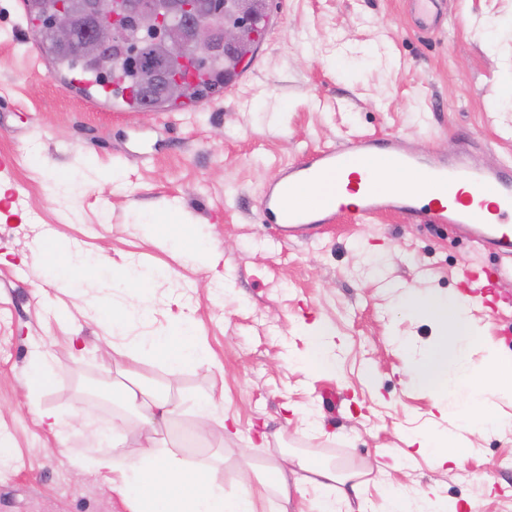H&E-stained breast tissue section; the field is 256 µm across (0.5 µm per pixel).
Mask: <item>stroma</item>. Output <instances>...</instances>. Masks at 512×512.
<instances>
[{"instance_id": "obj_1", "label": "stroma", "mask_w": 512, "mask_h": 512, "mask_svg": "<svg viewBox=\"0 0 512 512\" xmlns=\"http://www.w3.org/2000/svg\"><path fill=\"white\" fill-rule=\"evenodd\" d=\"M272 24L234 84L178 112H116L90 102L81 82L39 47L23 0H0V435L13 459L0 465V512H130L111 472L77 471L79 456L133 445L129 424L94 443L81 419L121 413L124 370L180 401L160 445L207 468L226 494L241 470L296 454L343 468L400 454L425 428L433 397L411 380L393 337L421 347L435 334L401 309L387 282L446 296L464 291L462 268L498 266L449 226L398 215L362 223L340 217L295 239L260 220L268 183L285 165L361 135L400 138L417 150L470 141L475 162L512 160V0H441L435 34L410 0H267ZM192 225L205 258L153 242L164 215ZM100 269L72 285L42 260L46 241ZM116 267L167 270L145 306L113 286ZM479 295L470 315L487 345L512 353V274ZM129 311L133 333L161 334L192 317L211 375H171L146 354L120 355L100 321L102 297ZM327 324L336 375L297 369L308 327ZM49 354L53 379L41 405L68 429L66 442L27 407L33 352ZM224 395L211 435H194V397ZM239 435L226 439L222 420ZM463 468L413 454L369 474L362 512H390L387 484L470 502L471 512H512V432L474 434Z\"/></svg>"}]
</instances>
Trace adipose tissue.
<instances>
[{
	"label": "adipose tissue",
	"mask_w": 512,
	"mask_h": 512,
	"mask_svg": "<svg viewBox=\"0 0 512 512\" xmlns=\"http://www.w3.org/2000/svg\"><path fill=\"white\" fill-rule=\"evenodd\" d=\"M103 321L124 348L145 353L165 363L171 373L185 369L210 371L211 361L195 336L190 320H183L160 335H130V321L123 308L100 304ZM333 333L324 324L309 333V350L303 367L309 372H333L336 355ZM126 403L137 412L143 435L134 456L124 463L105 456L82 457L79 469L94 467L113 473V484L129 503L131 512H257L256 500L264 492L279 493L283 505H290L292 492L313 487L319 493V512H350L349 496L360 493L352 473L336 465L299 459L296 468L277 464L264 467L255 483L245 485L234 496L225 495L211 481L207 470L183 466L176 454L158 447L155 436L177 411L164 393H157L139 381L124 386Z\"/></svg>",
	"instance_id": "ef3b65f1"
}]
</instances>
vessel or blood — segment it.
I'll list each match as a JSON object with an SVG mask.
<instances>
[{
  "label": "vessel or blood",
  "instance_id": "vessel-or-blood-1",
  "mask_svg": "<svg viewBox=\"0 0 512 512\" xmlns=\"http://www.w3.org/2000/svg\"><path fill=\"white\" fill-rule=\"evenodd\" d=\"M382 169L420 170L425 179L417 189L398 190L380 183ZM306 194L313 195L314 204L296 206L295 198ZM489 194L494 204H486ZM342 212L356 221L394 212L412 224H449L460 237L512 261V164L474 165L465 144L433 157L400 139L361 136L289 164L268 184L261 204L262 222L287 225L294 237L319 232ZM503 274L500 267L464 272L475 293Z\"/></svg>",
  "mask_w": 512,
  "mask_h": 512
}]
</instances>
